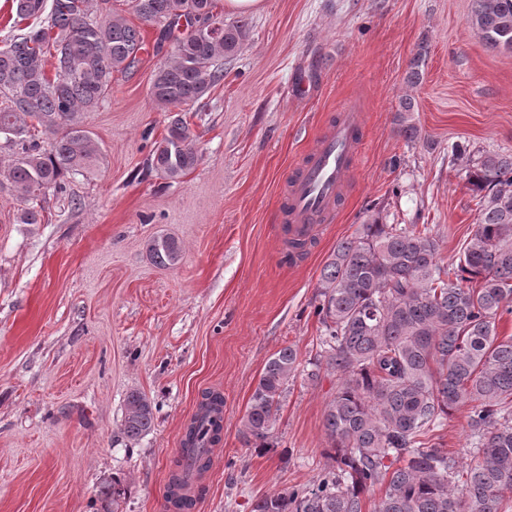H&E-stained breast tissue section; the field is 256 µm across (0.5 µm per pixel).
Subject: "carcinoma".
Here are the masks:
<instances>
[{"instance_id": "cac0c4a2", "label": "carcinoma", "mask_w": 512, "mask_h": 512, "mask_svg": "<svg viewBox=\"0 0 512 512\" xmlns=\"http://www.w3.org/2000/svg\"><path fill=\"white\" fill-rule=\"evenodd\" d=\"M128 2L159 28L157 50L173 45L150 85L152 101L170 113L150 167L176 181L200 161L183 113L224 80V59L247 40L248 23L224 21L216 0ZM12 8L35 24L0 49V150L10 152L0 191L23 203L18 223L40 224L47 196L67 194V178L90 170L101 155L77 114L107 98L112 75L135 67L144 41L113 0H12ZM469 22L488 47L512 50V0H474ZM427 52L420 46L410 61L408 84L420 83ZM400 107L399 132L414 141L420 130L411 122L412 100ZM466 178L479 209L455 279L439 265L438 243L425 224L373 217L337 244L319 283L324 354L307 373L317 379L324 364L339 374L324 416L334 466L309 487L260 497L252 512H362L365 493L378 485L385 489L375 512H502L505 493H512V336L498 334L497 318L512 313V154L481 157L466 167ZM148 251L168 266L180 247L164 238ZM299 366L290 345L268 359L244 417L246 445L271 447L285 385ZM464 406L473 448L459 485L454 458L429 437ZM153 421L151 402L130 392L124 438L148 434ZM223 431L224 396L206 392L169 478L167 500L178 512L195 503L182 492L183 473L210 467ZM125 493L121 479H104L103 512H119Z\"/></svg>"}]
</instances>
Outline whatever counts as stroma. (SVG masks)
Here are the masks:
<instances>
[{"label":"stroma","mask_w":512,"mask_h":512,"mask_svg":"<svg viewBox=\"0 0 512 512\" xmlns=\"http://www.w3.org/2000/svg\"><path fill=\"white\" fill-rule=\"evenodd\" d=\"M473 0H262L223 81L187 112L201 154L172 181L149 169L167 115L150 83L167 54L158 29L118 11L144 39L83 127L102 156L20 224L0 193V512H97L96 490L129 485L121 512H170L167 484L201 394L224 395V433L192 512H251L268 493L313 484L331 461L325 410L339 377L306 372L320 352L321 271L341 240L381 215L430 225L439 263L455 264L478 204L467 155L512 152V52L486 48ZM417 86L405 82L420 45ZM411 98L420 139L395 117ZM366 114L363 159L337 213L295 265L283 260L282 198L292 170L348 100ZM466 148V156L452 152ZM175 238L178 261L153 264L151 241ZM294 346L271 448H249L243 420L266 361ZM143 393L154 424L121 430L125 398Z\"/></svg>","instance_id":"1"}]
</instances>
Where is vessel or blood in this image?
<instances>
[{
	"label": "vessel or blood",
	"instance_id": "vessel-or-blood-1",
	"mask_svg": "<svg viewBox=\"0 0 512 512\" xmlns=\"http://www.w3.org/2000/svg\"><path fill=\"white\" fill-rule=\"evenodd\" d=\"M365 116L345 106L295 170L283 199L291 239L314 240L338 209L348 179L362 157Z\"/></svg>",
	"mask_w": 512,
	"mask_h": 512
}]
</instances>
